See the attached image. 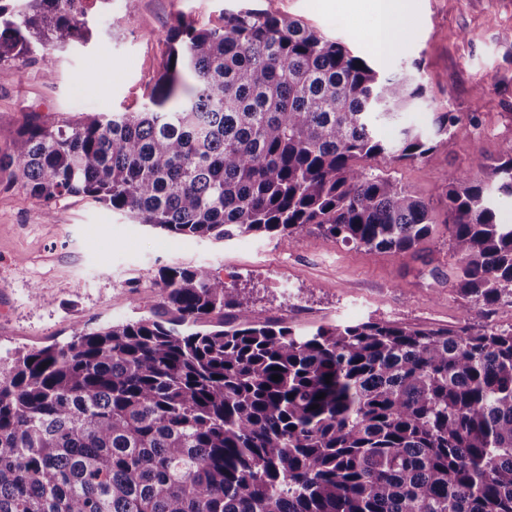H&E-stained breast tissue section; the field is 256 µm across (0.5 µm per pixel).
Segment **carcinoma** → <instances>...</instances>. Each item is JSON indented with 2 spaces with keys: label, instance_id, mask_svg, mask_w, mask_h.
Masks as SVG:
<instances>
[{
  "label": "carcinoma",
  "instance_id": "carcinoma-1",
  "mask_svg": "<svg viewBox=\"0 0 512 512\" xmlns=\"http://www.w3.org/2000/svg\"><path fill=\"white\" fill-rule=\"evenodd\" d=\"M111 3L0 0V83L39 61L54 78L50 51L87 42ZM164 41L150 106L30 113L0 149V186L177 237L314 227L402 253L432 235L430 204L365 165L431 151L415 128L374 132L424 96L412 75L381 77L263 9L180 19ZM433 125L468 133L451 112ZM480 156L485 178L448 183L453 288L512 304V151L488 140ZM157 284L150 315L0 366V512H512V325L297 330L256 319L206 266L162 267Z\"/></svg>",
  "mask_w": 512,
  "mask_h": 512
}]
</instances>
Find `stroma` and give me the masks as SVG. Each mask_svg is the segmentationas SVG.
Masks as SVG:
<instances>
[{
	"label": "stroma",
	"instance_id": "obj_1",
	"mask_svg": "<svg viewBox=\"0 0 512 512\" xmlns=\"http://www.w3.org/2000/svg\"><path fill=\"white\" fill-rule=\"evenodd\" d=\"M238 3L112 0L90 41L51 53L53 80L36 64L0 84V132L32 111L54 121L140 108L163 70V36L178 16L215 24ZM252 5L301 20L381 74L416 75L424 99L397 119L377 121L381 138L406 126L430 129L437 112L454 113L469 127V135L435 139L425 158L371 161L433 207L432 238L403 254L369 252L317 232L289 242L265 235L178 238L76 197L43 204L22 189H0V356L65 341L85 323L148 315L160 302L154 280L163 266H208L255 317L303 329L369 319L450 329L512 325L511 305L470 304L453 288L444 226L446 176L483 178L484 140L512 149V0H408L410 24L394 31L396 46L386 54L375 48L379 29L368 0ZM102 60L108 66L100 80L77 85Z\"/></svg>",
	"mask_w": 512,
	"mask_h": 512
}]
</instances>
